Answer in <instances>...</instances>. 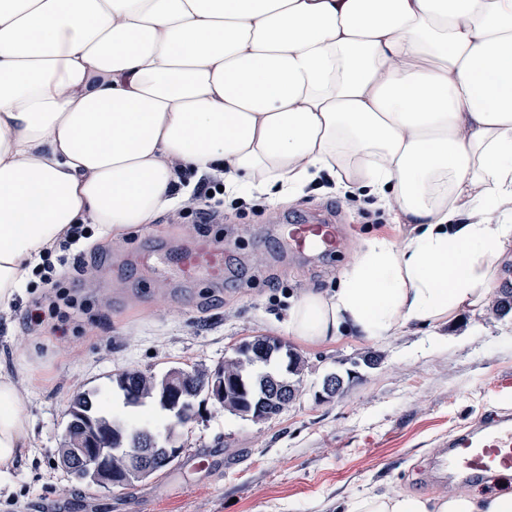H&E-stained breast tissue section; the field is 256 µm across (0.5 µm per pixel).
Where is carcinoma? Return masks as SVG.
<instances>
[{
  "label": "carcinoma",
  "instance_id": "cac0c4a2",
  "mask_svg": "<svg viewBox=\"0 0 512 512\" xmlns=\"http://www.w3.org/2000/svg\"><path fill=\"white\" fill-rule=\"evenodd\" d=\"M488 311L498 315L506 316L512 312V291L503 290L501 295L494 298L489 305ZM305 369V360L291 346H285V357L281 361H273L269 364L259 363L238 355H233L224 360V363L209 371L197 369L199 382L208 380L213 374L222 372L224 378L236 383L246 385L245 393H229L224 396L220 404L224 410L231 414L242 417H251L254 422L261 421V416L248 413L247 403L252 401V395L272 385L273 381H281L288 386V399L277 401L270 407V413L276 415L285 410L293 402L300 391L302 382L301 376ZM172 370L156 375L140 370H124L109 377L111 389L124 397L127 394L136 396L138 403L135 407H143L147 404L160 405V398L165 391L168 379ZM68 424L76 429L81 428H102L109 433L110 440L108 447L112 452V472L121 474L125 471L131 472L129 482L143 481L151 477L152 472L146 471L134 473L131 471L132 462L130 457L114 450L115 445L122 444L124 448L135 447L136 441L130 437L128 420L105 411L97 399V391H83L78 393L71 401L68 412Z\"/></svg>",
  "mask_w": 512,
  "mask_h": 512
}]
</instances>
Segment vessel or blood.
Listing matches in <instances>:
<instances>
[{"label":"vessel or blood","mask_w":512,"mask_h":512,"mask_svg":"<svg viewBox=\"0 0 512 512\" xmlns=\"http://www.w3.org/2000/svg\"><path fill=\"white\" fill-rule=\"evenodd\" d=\"M289 246L298 252L336 243V232L329 224H293L287 231ZM213 278L224 276V251L206 241H199L183 252L180 271L193 278L198 271ZM437 471L441 476L465 475L474 482L492 473L512 471V414L492 410L469 426L450 435L435 451Z\"/></svg>","instance_id":"b4317fda"}]
</instances>
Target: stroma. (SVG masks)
<instances>
[{
  "mask_svg": "<svg viewBox=\"0 0 512 512\" xmlns=\"http://www.w3.org/2000/svg\"><path fill=\"white\" fill-rule=\"evenodd\" d=\"M318 209L341 221L339 252L293 255L287 221ZM222 210L223 223L199 229L163 212L99 246L92 263L62 269L79 306L66 322L46 319L44 335H30L20 317L42 283L0 314V371L28 383L35 431L31 459L0 490V512H336L341 500L370 490L431 497L448 490L426 472L437 445L486 410H512V314L463 311L439 327V343L414 328L303 350L302 392L280 414L255 423L209 403L179 428L178 459L149 479L122 489L74 482L59 448L77 393L101 388L113 412L164 431L171 415L152 405L125 410L107 389L112 374L212 369L242 341L281 337L299 292L334 288L362 240L392 220L314 190L289 205L227 200ZM200 238L224 244L223 279L182 278L180 255ZM331 372L344 375L343 390L318 400Z\"/></svg>",
  "mask_w": 512,
  "mask_h": 512,
  "instance_id": "stroma-1",
  "label": "stroma"
}]
</instances>
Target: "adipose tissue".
<instances>
[{"label":"adipose tissue","instance_id":"adipose-tissue-1","mask_svg":"<svg viewBox=\"0 0 512 512\" xmlns=\"http://www.w3.org/2000/svg\"><path fill=\"white\" fill-rule=\"evenodd\" d=\"M178 163L274 206L327 177L411 225L293 301L304 347L481 310L512 276V0H0V311L70 225L177 209ZM24 401L0 375L5 470ZM345 512H512V487Z\"/></svg>","mask_w":512,"mask_h":512}]
</instances>
